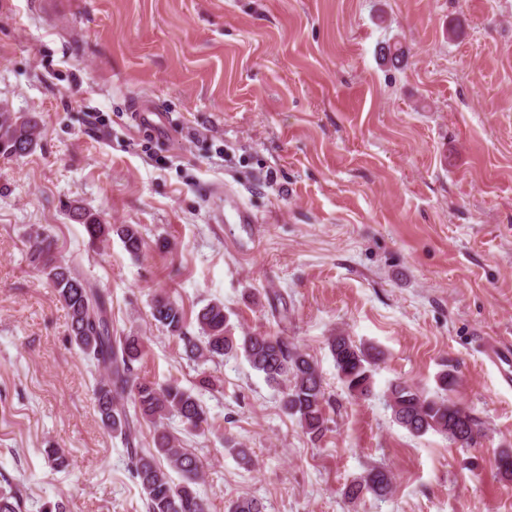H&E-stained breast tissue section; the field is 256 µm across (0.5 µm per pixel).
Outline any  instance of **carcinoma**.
Instances as JSON below:
<instances>
[{
  "instance_id": "cac0c4a2",
  "label": "carcinoma",
  "mask_w": 512,
  "mask_h": 512,
  "mask_svg": "<svg viewBox=\"0 0 512 512\" xmlns=\"http://www.w3.org/2000/svg\"><path fill=\"white\" fill-rule=\"evenodd\" d=\"M44 134L33 113L13 112L0 106V155L22 157L32 152ZM72 216L84 225L90 241L106 242L116 234L127 251L142 250L143 238L134 224H106L98 216L79 206ZM30 261L52 284L59 300L68 310L70 341L98 371L93 393L102 425L121 437L130 459V472L147 501V512H205V504L194 485L200 478L201 463L196 454L168 429L166 420L180 418L191 430L208 424L200 399L177 384L159 386L141 381L134 364L141 356L142 344L136 336L112 335V301L73 264L57 258V242L48 234L29 236ZM271 314L277 323L288 321L285 299L274 295ZM151 315L167 333L183 345L193 361H213L226 355L241 354L251 367L281 395L282 410L298 419L306 433L320 438L327 431L326 389L317 363L307 353L290 345L284 336L261 331H244L236 336L224 314V305L209 303L196 315L198 331L191 334L184 309L167 297L158 296ZM328 347L336 372L350 395L366 398L371 393L372 371L381 351L358 345L338 332L328 338ZM458 380L445 370L438 376V390L428 394L405 383L390 387V408L394 421L414 436L435 431L462 448L476 444L481 429L476 419L449 396ZM153 429L152 447L135 446L142 424ZM180 476L175 481L172 473ZM393 475L375 468L353 480L345 490L351 500L365 494L385 499L392 494ZM24 498L13 485L0 490V512H23ZM228 512H263L254 499L240 498L228 505Z\"/></svg>"
}]
</instances>
